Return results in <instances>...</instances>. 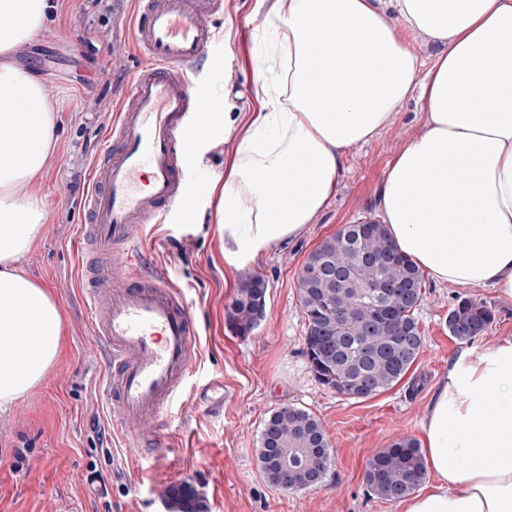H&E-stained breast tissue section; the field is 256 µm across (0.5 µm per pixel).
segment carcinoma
Instances as JSON below:
<instances>
[{
  "instance_id": "1",
  "label": "carcinoma",
  "mask_w": 512,
  "mask_h": 512,
  "mask_svg": "<svg viewBox=\"0 0 512 512\" xmlns=\"http://www.w3.org/2000/svg\"><path fill=\"white\" fill-rule=\"evenodd\" d=\"M297 280L298 301L307 324L304 355L316 381L348 399H366L396 385L417 360L425 342L415 311L422 274L398 251L376 219L346 224L324 239L305 261ZM382 284L381 299L371 286ZM263 279L240 278L228 315L246 337L259 325L256 310L266 302ZM482 301L461 298L448 312V332L470 341L493 323ZM258 461L268 483L300 491L322 486L331 462L327 435L310 411L286 405L264 423ZM424 457L416 440L401 438L368 461L364 481L377 498L398 502L425 480ZM168 498L179 512H204L196 488L172 486Z\"/></svg>"
}]
</instances>
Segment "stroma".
I'll return each mask as SVG.
<instances>
[{
  "label": "stroma",
  "instance_id": "1",
  "mask_svg": "<svg viewBox=\"0 0 512 512\" xmlns=\"http://www.w3.org/2000/svg\"><path fill=\"white\" fill-rule=\"evenodd\" d=\"M59 2V17L18 48L16 59L48 74L60 122V140L42 177L49 222L23 267L62 305L66 336L63 356L46 379L0 415V512H172L166 491L184 482L203 495L208 512H401L399 503L369 492L364 471L374 453L398 438H420L419 421L448 361L466 345L448 332L449 309L460 298L492 308L493 324L468 344L480 349L512 336V304L489 287L424 280L415 315L425 343L417 361L389 390L354 400L320 385L310 372L296 285L307 257L324 239L374 214L388 162L423 131V102L410 98L372 139L349 148L322 216L253 266L267 285L266 311L245 337L228 321L236 291L224 285V242L210 190L224 180L229 148L210 142L199 147L207 189L143 239L148 268L162 270L181 290L201 349L183 404L164 427L168 449L158 465L129 455L113 436L96 395L105 359L77 292L76 246L86 223L81 199L89 169L139 60L128 49L127 11L108 12L104 0ZM274 3L227 0L230 14L218 27L227 41L208 49L196 79L208 101H230L238 112L254 109L258 65L268 51L254 35ZM218 380L223 388H215ZM288 404L313 413L330 441L332 459L321 487L276 489L258 465L264 423Z\"/></svg>",
  "mask_w": 512,
  "mask_h": 512
}]
</instances>
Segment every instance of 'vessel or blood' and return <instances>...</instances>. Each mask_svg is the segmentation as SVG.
<instances>
[{"mask_svg": "<svg viewBox=\"0 0 512 512\" xmlns=\"http://www.w3.org/2000/svg\"><path fill=\"white\" fill-rule=\"evenodd\" d=\"M224 0H133L130 39L140 64L94 160L83 203L108 255L89 291L94 339L107 354L99 394L134 454L163 456L161 423L199 357L180 292L144 270L148 225L184 207L191 160L210 119L193 81L223 18Z\"/></svg>", "mask_w": 512, "mask_h": 512, "instance_id": "1", "label": "vessel or blood"}]
</instances>
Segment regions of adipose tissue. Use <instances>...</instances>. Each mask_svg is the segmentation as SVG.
<instances>
[{"mask_svg": "<svg viewBox=\"0 0 512 512\" xmlns=\"http://www.w3.org/2000/svg\"><path fill=\"white\" fill-rule=\"evenodd\" d=\"M57 0H0V413L58 360L64 314L21 262L48 222L41 177L57 120L41 76L13 60ZM348 39L320 44L314 29ZM263 34L277 70L238 125L217 188L228 275L303 235L335 191L345 151L419 91L424 130L386 167L376 198L391 242L430 279L512 303V0H276ZM426 36L430 67L407 44ZM492 105L484 112L475 100ZM429 479L402 512H512V336L464 349L420 421Z\"/></svg>", "mask_w": 512, "mask_h": 512, "instance_id": "obj_1", "label": "adipose tissue"}]
</instances>
